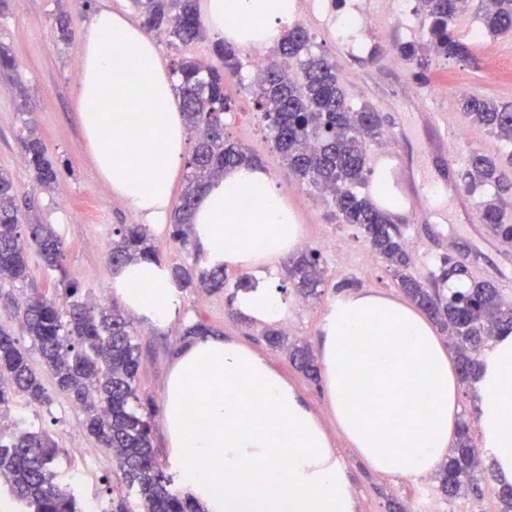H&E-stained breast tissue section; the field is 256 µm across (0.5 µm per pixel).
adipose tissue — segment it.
<instances>
[{
    "instance_id": "adipose-tissue-1",
    "label": "adipose tissue",
    "mask_w": 512,
    "mask_h": 512,
    "mask_svg": "<svg viewBox=\"0 0 512 512\" xmlns=\"http://www.w3.org/2000/svg\"><path fill=\"white\" fill-rule=\"evenodd\" d=\"M295 10L296 0H202L209 29L245 51L278 43ZM82 42L73 106L98 175L145 223H169L186 127L167 62L140 23L107 8L91 13ZM191 235L211 264L273 270L303 233L274 178L242 165L203 190ZM112 288L126 310L156 324L177 313L176 286L155 263L116 270ZM234 304L262 326L286 314L264 286ZM319 352L328 408L375 472L417 481L447 460L460 382L421 311L377 292L340 297L320 324ZM479 363L480 445L512 484V334L493 340ZM161 417L172 457L209 512H357L320 418L267 358L236 340L200 337L178 353Z\"/></svg>"
}]
</instances>
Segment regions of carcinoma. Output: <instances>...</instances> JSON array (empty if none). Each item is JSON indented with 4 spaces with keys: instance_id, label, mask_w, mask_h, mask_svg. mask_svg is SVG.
I'll return each mask as SVG.
<instances>
[{
    "instance_id": "1",
    "label": "carcinoma",
    "mask_w": 512,
    "mask_h": 512,
    "mask_svg": "<svg viewBox=\"0 0 512 512\" xmlns=\"http://www.w3.org/2000/svg\"><path fill=\"white\" fill-rule=\"evenodd\" d=\"M149 32L169 37L179 51L206 35L197 0H132ZM429 19L427 42L448 59H464L469 48L455 39L452 25L462 13L475 7L482 15L486 32L498 35L512 30V0H418ZM308 32L295 26L288 29L276 48L280 60L268 63L256 85L257 106L271 128L274 147L288 168L301 180L325 191L331 190L336 216L344 224L359 226L371 250L393 267L404 294L440 327L457 349V370L461 381L476 375L479 354L489 340L512 333V302L488 281L463 290L442 289L452 278L469 275V265L445 256L434 287L407 273L409 254L400 228L390 213L370 198L354 191L365 181L368 166L367 141L380 136L383 118L369 107L353 109L340 87L336 64L322 54L309 52ZM392 51L410 64L415 78H425L430 67L426 48L419 42L399 43ZM213 54L224 68L177 54L173 60L174 88L181 99L187 128L197 133L186 162L182 203L174 215L173 238L186 244L190 217L195 212L203 188L224 172L258 159L245 153L224 137V113L231 104L224 93L226 72L235 71L238 53L234 46L217 40ZM298 62L301 77L289 71L290 61ZM16 59L0 42V84L9 83L20 100L18 110L25 115L27 131L23 139L24 162L38 186L50 187L58 178V168L47 147L37 136L31 120L24 86L15 78ZM462 108L476 125L498 138L512 142V106H500L476 95L461 98ZM467 194L493 186L498 194L478 203L482 223L488 233L504 244L512 243V222L504 219L509 201L504 194L512 189V173L498 158L473 153L464 171ZM20 209L13 177L0 170V279L25 288L32 283L28 254L36 252L44 266L65 274L64 241L51 224H28L20 232ZM109 260L113 267L141 260L162 264L157 246L146 225L120 224L115 229ZM169 276L181 288H201L219 292L226 287L224 266L198 270L182 264L166 266ZM288 278L298 293L318 295L324 281L320 256L303 253L289 261ZM62 293L47 295L31 289L15 307L21 334L30 338L42 363L52 374L57 393L69 397L83 413L82 427L115 455L127 498L120 512H206L191 494L173 489V478L163 471L152 444L151 417L142 413L136 382L140 367L137 334L128 315L117 304L110 306L81 298L74 283L60 279ZM274 349L284 350L293 365L305 375L317 376L315 358L306 344H289L275 328L264 333ZM29 405L47 406L53 401L28 350L11 332L0 329V420L12 413L15 399ZM12 431H0V478L13 499L25 512H82L83 501L74 488L62 483L54 468L59 448L54 437L32 430L12 418ZM478 467L476 447L469 428L459 427L458 440L448 463L437 475L441 494L454 497L473 485Z\"/></svg>"
}]
</instances>
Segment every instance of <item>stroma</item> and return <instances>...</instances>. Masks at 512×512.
<instances>
[{
    "label": "stroma",
    "instance_id": "stroma-1",
    "mask_svg": "<svg viewBox=\"0 0 512 512\" xmlns=\"http://www.w3.org/2000/svg\"><path fill=\"white\" fill-rule=\"evenodd\" d=\"M139 19L132 0H16V6L0 15V42L10 46L19 67L18 76L27 88L34 106L32 118L40 137L57 163L60 174L52 189L37 186L23 164L22 138L26 133L14 96L0 87V169L14 181L21 218L26 224H51L65 242V271L78 284L82 296L112 301L113 267L108 260L114 229L137 223L138 218L112 195L99 179L83 144L82 132L73 102L82 56V30L89 14L102 4ZM356 3L368 17L366 28L337 32V20L349 4ZM406 0H320L302 7L299 26L311 37L312 52L334 61L347 102L351 107L373 108L384 118V135L367 146L369 165L379 168L390 153L404 164L403 178L434 187L462 190V173L473 151L508 157L512 144L499 140L474 126L461 111L459 100L474 94L500 104L512 105V34L493 36L483 31L480 17L472 11L461 14L453 27L456 36L469 45L473 61L432 55L425 81H417L406 65H394L393 45L408 40H426L429 21L420 10H413L407 22L398 17ZM67 14L73 36L61 41L54 18ZM382 47L383 56L374 58L373 47ZM240 74L227 76L224 93L233 109L224 115V134L258 157L260 165L275 178L278 189L294 209L303 227V243L321 253L324 282L316 298L306 299L288 287L284 269H277L270 280L288 314L277 322V329L289 340L317 349L321 320L328 305L341 295V283L354 282L356 290H372L391 297L402 292L382 259H375L371 275H363L360 265L370 247L357 226L336 219L330 196L299 181L275 149L262 111L256 105L248 64L251 53H240ZM427 110L446 113L454 132L449 153L434 150V127L427 122L405 124L409 113ZM403 207L395 218L402 227L410 255L409 271L428 280L441 257L458 254L468 247L478 259L471 265L475 279L503 287V296L512 300V246L492 238L478 218L476 204H469L466 215L450 210L447 202L413 200L403 196ZM228 288L205 294L180 289V316L164 326L147 319H135L139 332L140 368L137 386L142 397L150 399L153 412H160L161 397L174 357L186 345L185 328L203 322L209 334L233 338L265 355L304 395L320 417L337 457L348 472L358 512H393L401 504L404 512H500L501 484L492 477L478 478L475 488L452 500L438 496L435 476L413 481L401 476L373 472L346 441L328 415L322 380H310L296 370L287 355L271 349L262 330L234 308L236 282L244 277L241 269H227ZM257 284L268 278L251 276ZM14 413L25 416L28 425L48 431L58 442L57 472L72 484L82 498L101 501L108 512H115L125 495L118 463L111 451L102 448L81 426L82 415L66 396H55L45 407L30 406L16 399Z\"/></svg>",
    "mask_w": 512,
    "mask_h": 512
}]
</instances>
